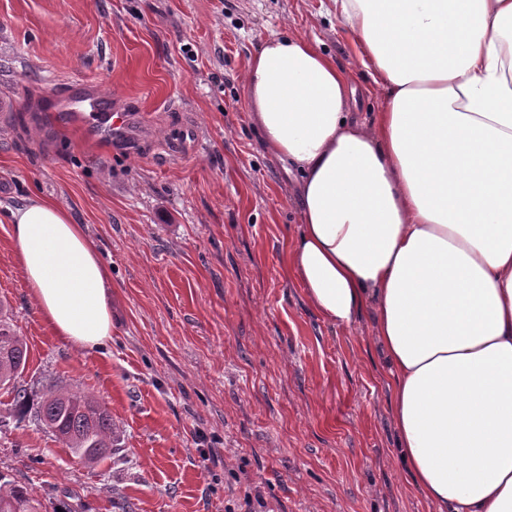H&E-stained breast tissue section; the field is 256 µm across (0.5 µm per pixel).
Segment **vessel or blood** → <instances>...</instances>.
Here are the masks:
<instances>
[{"label":"vessel or blood","instance_id":"b4317fda","mask_svg":"<svg viewBox=\"0 0 512 512\" xmlns=\"http://www.w3.org/2000/svg\"><path fill=\"white\" fill-rule=\"evenodd\" d=\"M103 87L87 90L69 101L67 110L73 125L91 141L115 140L127 135L134 116L123 105L108 101Z\"/></svg>","mask_w":512,"mask_h":512}]
</instances>
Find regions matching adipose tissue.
<instances>
[{"label": "adipose tissue", "instance_id": "ef3b65f1", "mask_svg": "<svg viewBox=\"0 0 512 512\" xmlns=\"http://www.w3.org/2000/svg\"><path fill=\"white\" fill-rule=\"evenodd\" d=\"M383 98L359 119L334 57L274 35L243 85L266 151L299 173L284 266L327 323L363 310L389 364L402 466L438 512H512V0H334ZM52 335H112L110 275L41 197L10 209Z\"/></svg>", "mask_w": 512, "mask_h": 512}]
</instances>
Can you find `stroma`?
Listing matches in <instances>:
<instances>
[{"label":"stroma","instance_id":"stroma-1","mask_svg":"<svg viewBox=\"0 0 512 512\" xmlns=\"http://www.w3.org/2000/svg\"><path fill=\"white\" fill-rule=\"evenodd\" d=\"M319 42L360 112L381 97L332 0H0V301L32 394L78 384L119 429L90 467L18 422L0 390V472L76 512H437L401 467L385 357L363 314L319 318L283 270L293 177L249 118L242 76L271 35ZM101 85L135 136L90 142L60 97ZM37 194L84 225L112 280V336L44 325L8 207Z\"/></svg>","mask_w":512,"mask_h":512}]
</instances>
